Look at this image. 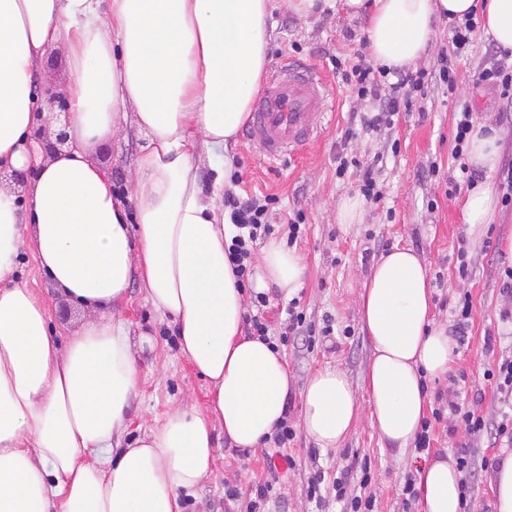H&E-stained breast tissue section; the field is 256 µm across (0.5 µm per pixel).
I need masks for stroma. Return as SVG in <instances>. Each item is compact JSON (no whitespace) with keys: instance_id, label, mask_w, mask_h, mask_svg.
Segmentation results:
<instances>
[{"instance_id":"1","label":"stroma","mask_w":512,"mask_h":512,"mask_svg":"<svg viewBox=\"0 0 512 512\" xmlns=\"http://www.w3.org/2000/svg\"><path fill=\"white\" fill-rule=\"evenodd\" d=\"M270 33L271 63L287 59L321 70L339 107L335 121L314 144L288 162L264 159L245 136L224 156L203 163L200 182L210 189L217 173H224L225 189L235 193L256 192L278 197L272 219L274 237L284 240L286 224L294 211L306 216V232L295 245L304 260L302 286L296 297L308 322L323 327L332 320L334 333L316 336L312 345L298 342L283 353L296 391L290 394L288 423L296 427L294 441L285 452L292 465L270 470L268 457L273 445L252 451L221 446L216 451L212 475L195 491L182 498L184 512H247V498L230 499L228 487L248 488L272 483L273 489L259 512H348L345 500L337 497L333 484L347 473L370 468L371 480L362 496L372 498L374 512H421L419 505L404 507L401 489L407 478L416 477L427 457H454L464 440L463 431H451L450 420L433 425L429 455L415 448L396 451L383 442L371 423L370 395L364 377L372 358V345L359 321L357 298L372 265L386 247L404 246L416 250L429 266L432 311L437 319L453 320L460 293L469 292L473 319L464 345L455 350L446 380L428 385L431 396H459L481 414L500 419L494 382L487 372L512 356V324L503 322L500 311L505 299L500 292L501 246L512 237V208L498 207L491 224H466L462 206L464 193L449 194V183L460 172L452 157V129L456 112L469 103L479 122H494L500 102L495 92L474 87L472 68L481 64L493 39L478 35L466 58L458 66V87L448 94L439 82H431L423 102L424 117L412 116L393 127L361 134L349 141L341 136L351 113L369 110L343 86L332 66L333 56L365 49L366 20L345 13L325 11L300 19L285 9L274 11ZM70 71L63 48L49 51L34 76L37 90L50 111L66 109L58 89ZM143 139L131 122H119L111 136L94 153L96 162L111 175L117 187H124L134 168ZM345 145L348 153L370 158L381 156L377 170L380 203H366L361 223L341 224L336 204L351 193L350 184L336 177V149ZM436 175H429L431 165ZM466 249L467 277L458 272V251ZM19 272L29 287L44 301L52 326L61 338H68L81 325L83 312L60 298L40 273L31 251L19 256ZM121 318L132 344V355L140 374V389L130 404L128 438H136L157 425L166 413L184 406L198 411L207 408L208 382L200 377L180 353L175 326L152 305L139 276H132L129 299ZM343 370L358 390L361 422L340 448L323 449L299 430V387L318 370ZM321 478L322 502L308 492L314 478Z\"/></svg>"}]
</instances>
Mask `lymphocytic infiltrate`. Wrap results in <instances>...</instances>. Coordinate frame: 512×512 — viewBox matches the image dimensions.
Returning a JSON list of instances; mask_svg holds the SVG:
<instances>
[{
    "mask_svg": "<svg viewBox=\"0 0 512 512\" xmlns=\"http://www.w3.org/2000/svg\"><path fill=\"white\" fill-rule=\"evenodd\" d=\"M478 30L476 13H469L464 19L451 21V50L441 53L437 59L434 73L424 70L389 72L382 66H374L367 62L362 53L356 52L346 58L336 59L335 64L345 84L354 87L357 96L362 100H371L369 111L360 113L359 128H347L346 137H354L356 131L365 132L382 126L394 125L402 116L412 112L414 100L399 96L398 91L410 87L415 92H423L429 76H436L447 91H455L457 87V71L454 60L466 55ZM474 86H490L499 94L503 109L512 112V54L500 48H490L487 60L476 67L470 74ZM475 118L469 107H462L457 114L453 129L452 155L459 160L460 178L455 181L454 190L474 187L483 177L478 168L463 162L465 147L474 129ZM377 159L360 160L355 156L343 154L336 157V175L339 178L353 179L356 188L367 199L380 202L382 193L377 187L374 171ZM272 197L258 198L255 196H236L225 194L224 210L235 229L224 250L232 266L236 284L241 290L250 294L253 314L245 318L248 335L269 340V325L265 313L269 298L266 293L255 291L253 283L254 247L258 240L272 234L274 227L269 222ZM494 381L498 400L505 405L506 411L500 420L490 421L474 409L465 406L459 400L449 401L448 407L452 415L460 419L466 433L474 434L484 430L491 431L495 442H504L512 446V358L503 360L490 373Z\"/></svg>",
    "mask_w": 512,
    "mask_h": 512,
    "instance_id": "f902f5d3",
    "label": "lymphocytic infiltrate"
}]
</instances>
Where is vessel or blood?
Segmentation results:
<instances>
[{"mask_svg":"<svg viewBox=\"0 0 512 512\" xmlns=\"http://www.w3.org/2000/svg\"><path fill=\"white\" fill-rule=\"evenodd\" d=\"M328 97L326 80L315 67H274L253 105L250 141L272 161L294 155L321 137Z\"/></svg>","mask_w":512,"mask_h":512,"instance_id":"1","label":"vessel or blood"}]
</instances>
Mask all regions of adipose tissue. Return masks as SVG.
Wrapping results in <instances>:
<instances>
[{
	"instance_id": "ef3b65f1",
	"label": "adipose tissue",
	"mask_w": 512,
	"mask_h": 512,
	"mask_svg": "<svg viewBox=\"0 0 512 512\" xmlns=\"http://www.w3.org/2000/svg\"><path fill=\"white\" fill-rule=\"evenodd\" d=\"M320 5L367 15V53L391 69L427 53L436 20L478 7L497 46L512 50V0H0V168L32 174L22 190L0 185V512H182L180 493L211 472L215 429L242 450L275 434L292 377L283 354L245 331V296L224 251V198L217 187L204 193L199 170L248 119L274 10L306 18ZM60 46L70 141L53 151L33 137L54 122L33 76ZM121 117L147 139L123 194L93 160ZM503 137L476 127L470 163L495 171ZM26 246L87 313L66 343L15 276ZM262 262L285 297L297 293L301 255L271 240ZM135 274L172 316L211 406L173 410L127 444L140 379L116 316ZM357 305L373 346L372 421L402 451L426 415L423 383L445 377L456 341L430 317L428 266L414 249L382 254ZM300 397V425L320 448L340 447L359 422L341 369L312 375ZM417 487L422 512H463L461 475L448 460L424 465Z\"/></svg>"
}]
</instances>
